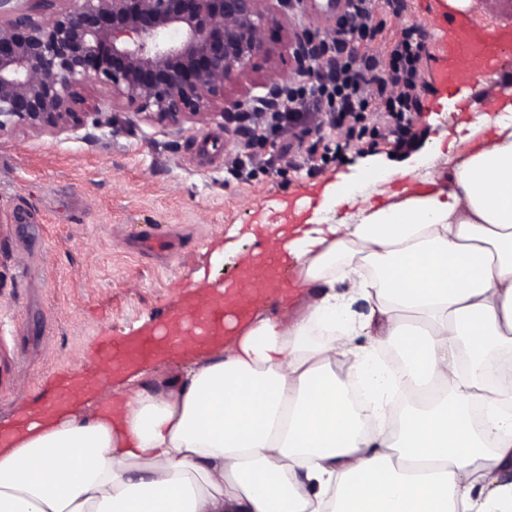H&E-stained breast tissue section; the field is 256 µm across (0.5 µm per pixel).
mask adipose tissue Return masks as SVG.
<instances>
[{
    "instance_id": "adipose-tissue-1",
    "label": "adipose tissue",
    "mask_w": 512,
    "mask_h": 512,
    "mask_svg": "<svg viewBox=\"0 0 512 512\" xmlns=\"http://www.w3.org/2000/svg\"><path fill=\"white\" fill-rule=\"evenodd\" d=\"M487 109L493 140L444 171L434 143L384 204L327 188L292 242L303 307L31 423L0 512H512V121Z\"/></svg>"
}]
</instances>
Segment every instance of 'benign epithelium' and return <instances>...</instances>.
Listing matches in <instances>:
<instances>
[{
  "label": "benign epithelium",
  "mask_w": 512,
  "mask_h": 512,
  "mask_svg": "<svg viewBox=\"0 0 512 512\" xmlns=\"http://www.w3.org/2000/svg\"><path fill=\"white\" fill-rule=\"evenodd\" d=\"M270 0H0V136L56 135L113 113L174 133L236 109L229 85L296 60L298 39L262 34ZM112 96V112H83L82 91Z\"/></svg>",
  "instance_id": "benign-epithelium-1"
}]
</instances>
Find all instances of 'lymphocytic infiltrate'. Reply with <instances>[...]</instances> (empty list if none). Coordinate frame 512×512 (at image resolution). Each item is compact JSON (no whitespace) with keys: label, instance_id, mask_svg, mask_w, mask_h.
I'll return each mask as SVG.
<instances>
[{"label":"lymphocytic infiltrate","instance_id":"obj_1","mask_svg":"<svg viewBox=\"0 0 512 512\" xmlns=\"http://www.w3.org/2000/svg\"><path fill=\"white\" fill-rule=\"evenodd\" d=\"M406 7L407 0H347L334 38L306 32L300 70L280 89L279 104L257 101L250 111L238 113L246 149L236 153L230 173L247 180L272 174L276 160L300 152L315 168L347 144L380 139L404 144L412 133V115L421 111L430 89L420 65L428 52L423 31L392 30L384 20L385 14L397 16ZM314 120L321 132L311 131ZM287 127L298 134L284 142L280 136ZM339 127L347 130L341 144L332 134ZM266 148L273 158L261 157Z\"/></svg>","mask_w":512,"mask_h":512}]
</instances>
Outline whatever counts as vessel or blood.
Masks as SVG:
<instances>
[{"mask_svg":"<svg viewBox=\"0 0 512 512\" xmlns=\"http://www.w3.org/2000/svg\"><path fill=\"white\" fill-rule=\"evenodd\" d=\"M445 36L437 61L443 92L470 87L475 96H483L484 76L497 73L512 79V66L502 67L505 55H512V21H489L477 12L446 10L442 15ZM297 262L287 245H266L242 265L233 279L201 293L191 291L183 305L164 315L150 330L112 339L97 348L95 364L79 370L64 384L57 396L37 413L46 420L66 412L88 394L98 382L101 366L123 373L140 363L179 353L181 337L193 336L196 343L208 346L223 342L225 334L248 322L255 308L265 301L293 289L298 283Z\"/></svg>","mask_w":512,"mask_h":512,"instance_id":"1","label":"vessel or blood"}]
</instances>
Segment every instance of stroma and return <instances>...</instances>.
I'll use <instances>...</instances> for the list:
<instances>
[{
  "instance_id": "obj_1",
  "label": "stroma",
  "mask_w": 512,
  "mask_h": 512,
  "mask_svg": "<svg viewBox=\"0 0 512 512\" xmlns=\"http://www.w3.org/2000/svg\"><path fill=\"white\" fill-rule=\"evenodd\" d=\"M441 0H408L395 28L439 33ZM335 14L304 0L298 17L263 33L332 34ZM467 88L432 90L414 116L419 142L400 150L382 141L344 159L240 182L227 171L233 135L208 122L174 134L120 113L114 126L56 137L17 130L0 136V427L53 397L94 348L154 327L189 288L233 277L265 241L271 211L287 212L303 193L319 204L325 186L360 179L376 165L399 173L426 147L478 122ZM150 235L175 242L166 257L143 248Z\"/></svg>"
}]
</instances>
